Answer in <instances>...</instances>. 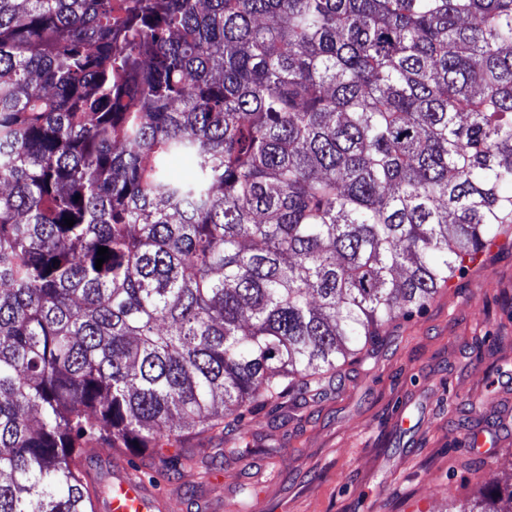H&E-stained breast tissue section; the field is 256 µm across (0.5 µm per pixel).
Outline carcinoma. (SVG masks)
I'll return each instance as SVG.
<instances>
[{
    "mask_svg": "<svg viewBox=\"0 0 512 512\" xmlns=\"http://www.w3.org/2000/svg\"><path fill=\"white\" fill-rule=\"evenodd\" d=\"M507 226L512 0H0V512H95L89 441L194 470L163 449L321 384Z\"/></svg>",
    "mask_w": 512,
    "mask_h": 512,
    "instance_id": "cac0c4a2",
    "label": "carcinoma"
}]
</instances>
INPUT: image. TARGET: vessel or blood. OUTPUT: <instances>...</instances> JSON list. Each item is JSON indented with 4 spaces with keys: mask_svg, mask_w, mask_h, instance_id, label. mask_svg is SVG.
<instances>
[{
    "mask_svg": "<svg viewBox=\"0 0 512 512\" xmlns=\"http://www.w3.org/2000/svg\"><path fill=\"white\" fill-rule=\"evenodd\" d=\"M100 479L108 486L100 500L101 512H168L170 508L168 500L123 466L104 469Z\"/></svg>",
    "mask_w": 512,
    "mask_h": 512,
    "instance_id": "1",
    "label": "vessel or blood"
}]
</instances>
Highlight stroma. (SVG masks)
I'll return each instance as SVG.
<instances>
[{
    "mask_svg": "<svg viewBox=\"0 0 512 512\" xmlns=\"http://www.w3.org/2000/svg\"><path fill=\"white\" fill-rule=\"evenodd\" d=\"M511 410L508 233L320 388L244 420L228 437L242 455L207 450L154 489L176 512H448L504 481L479 453H512Z\"/></svg>",
    "mask_w": 512,
    "mask_h": 512,
    "instance_id": "obj_1",
    "label": "stroma"
}]
</instances>
